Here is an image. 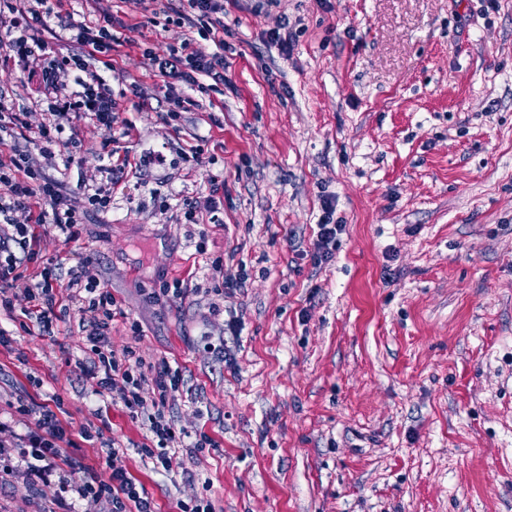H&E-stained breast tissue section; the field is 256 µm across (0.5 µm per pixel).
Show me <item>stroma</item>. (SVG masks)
Instances as JSON below:
<instances>
[{
  "label": "stroma",
  "instance_id": "35a3bbf8",
  "mask_svg": "<svg viewBox=\"0 0 512 512\" xmlns=\"http://www.w3.org/2000/svg\"><path fill=\"white\" fill-rule=\"evenodd\" d=\"M101 6L124 38L110 84L136 86L119 112L130 130L64 131L79 162L62 178L104 183L107 141L132 166L79 240L49 228L37 248L67 267L92 258L122 310L114 349L138 320L141 354L184 374L176 425L222 452L176 447L153 470L135 450L144 420L80 369L73 306L50 336L0 313V422L25 433L22 395L61 398L74 432L102 409L158 512L206 494L218 512H512V0H224V91L168 120L152 59L188 30L161 0ZM282 27L286 52L268 40ZM327 195L345 231L319 267L307 252ZM187 202L202 223L182 219ZM219 256L244 288L211 294ZM174 279L192 295L147 299ZM53 509L0 479V512Z\"/></svg>",
  "mask_w": 512,
  "mask_h": 512
}]
</instances>
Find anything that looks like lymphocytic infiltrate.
Instances as JSON below:
<instances>
[{
    "instance_id": "f902f5d3",
    "label": "lymphocytic infiltrate",
    "mask_w": 512,
    "mask_h": 512,
    "mask_svg": "<svg viewBox=\"0 0 512 512\" xmlns=\"http://www.w3.org/2000/svg\"><path fill=\"white\" fill-rule=\"evenodd\" d=\"M46 0H0V63L18 68L34 87L36 104L47 107V118L31 128L26 113L17 111L7 91L0 88V311L14 312L19 300H28L29 318L39 329L51 331L67 304L80 305L91 317L84 325L85 374L95 379L100 390L118 392L132 418L146 420L149 436L142 454L154 470H165L171 448L188 443L190 448L214 447L205 432L188 433L177 427L166 410L167 399L184 384L181 369L167 360L146 361L135 347L114 351L112 321L117 301L101 280L91 261L81 257L70 267L42 263L31 243L36 226H49L77 240L90 214L107 211L112 191L129 166V159L115 158L112 149L102 151L106 162L105 185L89 188L75 196L52 170L57 166L62 143L63 122L92 121L112 128L118 119V102L105 74L112 64L107 56L115 37L111 25L96 22L62 23L58 42L63 54H52L43 31L49 18L42 7ZM183 27L215 35L224 29V0H185L176 8ZM103 57L101 69L90 68V60ZM155 72L169 92V99L183 111L198 107V94L209 92L211 84L224 81V55L195 47L184 40L180 47L153 59ZM78 69L73 83L60 81L67 67ZM25 211L28 223L14 221L17 211ZM332 201L324 203V217L316 226L310 256L314 264L333 261L337 239L345 227L333 220ZM35 264L36 284L25 282L22 266ZM26 434H14L0 423V474L21 470L24 479L36 487L52 489L57 512H70L67 493L73 492L88 507L108 502L110 512H155L153 499L144 485L136 483L124 465L125 451L107 444L99 465L84 466L73 454L63 457L72 439L56 411L45 403L27 402L17 408ZM83 469L85 478L71 485L68 474Z\"/></svg>"
}]
</instances>
